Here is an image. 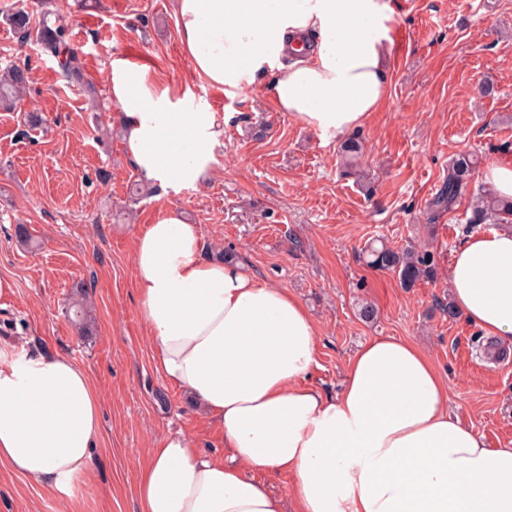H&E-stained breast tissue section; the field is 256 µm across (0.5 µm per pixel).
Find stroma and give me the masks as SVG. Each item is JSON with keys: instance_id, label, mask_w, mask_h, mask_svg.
Instances as JSON below:
<instances>
[{"instance_id": "stroma-1", "label": "stroma", "mask_w": 512, "mask_h": 512, "mask_svg": "<svg viewBox=\"0 0 512 512\" xmlns=\"http://www.w3.org/2000/svg\"><path fill=\"white\" fill-rule=\"evenodd\" d=\"M386 100L355 132L359 170L327 139L279 111L264 82L228 93L193 76L173 0H0V70L17 38L7 17L49 13L81 50L83 85L68 86L56 59L27 50L29 83L15 111H0V357L56 354L85 368L101 400V438L89 472L59 501L0 464V512H137L136 486L152 448L177 431L223 457L217 424L156 370L134 288L132 237L179 207L198 225L204 258L246 264L295 295L317 330L305 383L336 394L348 358L377 336L414 342L448 382L452 408L491 448L512 447V366L488 361V340L449 313L453 250L483 226L464 205L428 221L425 207L452 157L482 166L512 161V0H391ZM148 65L167 84H189L221 134L204 178L179 192L154 187L130 204L140 178L107 95L111 59ZM492 95H482L483 86ZM46 118L31 129L26 115ZM23 224L36 249L15 239ZM414 242L435 255L437 278L402 287L362 258L372 240ZM93 301V334L81 337L65 308L76 290ZM372 318H363L364 307Z\"/></svg>"}]
</instances>
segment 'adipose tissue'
<instances>
[{
    "label": "adipose tissue",
    "mask_w": 512,
    "mask_h": 512,
    "mask_svg": "<svg viewBox=\"0 0 512 512\" xmlns=\"http://www.w3.org/2000/svg\"><path fill=\"white\" fill-rule=\"evenodd\" d=\"M194 74L235 90L268 77L280 111L326 137L362 127L386 99L389 0H175ZM124 147L162 187L198 183L217 132L189 87L109 63ZM197 225L171 207L134 236L139 311L164 379L224 435L226 459L183 433L153 449L138 512H286L256 472L296 478L293 512H512V447H488L450 410L448 383L414 343L380 336L330 396L305 379L317 332L294 295L241 265L201 258ZM452 301L483 335L512 341V231L453 252ZM101 436L88 373L59 355L0 363V463L57 497L73 494Z\"/></svg>",
    "instance_id": "adipose-tissue-1"
}]
</instances>
